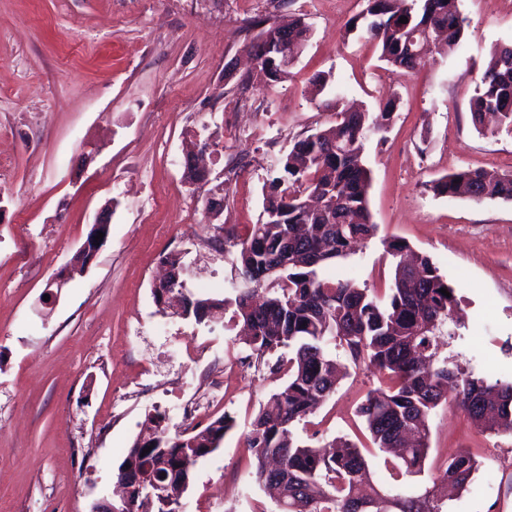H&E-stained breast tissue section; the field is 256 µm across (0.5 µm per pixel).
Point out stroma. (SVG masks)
Here are the masks:
<instances>
[{"instance_id":"obj_1","label":"stroma","mask_w":512,"mask_h":512,"mask_svg":"<svg viewBox=\"0 0 512 512\" xmlns=\"http://www.w3.org/2000/svg\"><path fill=\"white\" fill-rule=\"evenodd\" d=\"M365 0H0V512H91L112 499L116 474L154 412L183 429L182 404L199 420L230 414L236 426L201 460L183 512H279L253 476L242 434L284 373L257 364L235 320L160 311V262L181 254L186 287L234 298L237 272L218 241L262 213L270 170L298 138L335 116L324 98L378 114L370 137L369 208L376 238L328 267L333 278L387 287L384 240L428 255L455 289L461 324L442 355L461 371L512 380V201L433 193L462 169L512 172V130L476 128L470 102L490 52L512 45V0H457L461 44L427 55L413 74L378 58L347 32ZM301 16L310 39L288 77L266 86L245 49L257 15ZM209 140V182L183 179L187 142ZM224 191L212 216L205 200ZM110 235L58 298L48 282L72 260L104 204ZM377 372L350 369L336 392L295 427L321 445L354 437L355 408ZM423 471L393 479L383 454L367 460L378 489L432 490L452 449L478 455L466 489L445 512H512V435L475 427L455 402L428 418Z\"/></svg>"}]
</instances>
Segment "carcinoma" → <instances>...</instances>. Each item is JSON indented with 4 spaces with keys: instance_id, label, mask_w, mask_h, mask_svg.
<instances>
[{
    "instance_id": "cac0c4a2",
    "label": "carcinoma",
    "mask_w": 512,
    "mask_h": 512,
    "mask_svg": "<svg viewBox=\"0 0 512 512\" xmlns=\"http://www.w3.org/2000/svg\"><path fill=\"white\" fill-rule=\"evenodd\" d=\"M366 8L348 23L374 41L380 58L407 72L418 70L424 58L414 51L432 44L448 53L459 46L464 20L450 0H366ZM408 23L399 22L400 17ZM248 28L257 31L250 53L270 83L288 76L281 55L265 53V40L288 29V51L301 50L310 30L299 18L288 26L257 15ZM482 90L471 101L474 125L489 115L512 127V46L497 47L481 75ZM321 106L336 113V123L294 140L289 152L271 171L263 186V210L245 237L225 230L230 244L225 255L238 275L235 314L249 332L247 345L256 360L276 356L274 370H286L288 380L272 392L250 423L245 444L254 451L255 481L278 489L280 512H382L378 491L369 494L372 476L361 448L336 439L327 452L297 440L293 427L334 393L336 363L330 345L342 348L350 360L366 364L382 376V386L369 392L357 415L373 444L393 453L386 462L395 478L421 473L430 450L428 415L448 394L474 425L512 433V381L464 376L438 355V332L452 318L455 288L426 255L411 264V251L400 238L384 240L386 253L397 259L388 288L359 286L351 279L322 274L333 260L353 253L357 245L377 235L378 225L368 206L369 172L363 163L364 142L391 120L399 101L390 99L380 118L340 108L339 99ZM438 195L465 193L473 198L512 200V174L460 170L435 181ZM169 292L191 308L215 309L211 320L224 318L228 301L197 298L184 288L181 257L169 254ZM446 289L445 296L440 289ZM166 415L150 416L157 431L152 449L143 453L134 442L118 470L117 481L148 474L169 489L148 496L132 485L134 512H182L181 488L192 482L197 461L217 451L235 419L224 414L204 428L170 433ZM479 462L468 449L448 455L441 482L464 488ZM395 512H442V504L426 492L390 496Z\"/></svg>"
}]
</instances>
